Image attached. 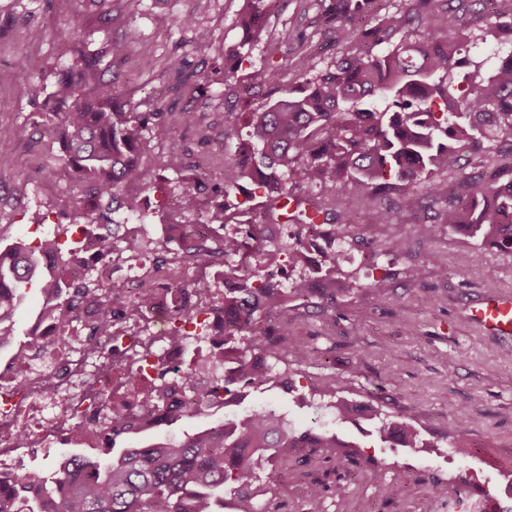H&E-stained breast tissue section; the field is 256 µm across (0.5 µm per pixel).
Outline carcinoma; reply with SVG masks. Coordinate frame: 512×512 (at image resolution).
<instances>
[{
	"mask_svg": "<svg viewBox=\"0 0 512 512\" xmlns=\"http://www.w3.org/2000/svg\"><path fill=\"white\" fill-rule=\"evenodd\" d=\"M236 25L244 32L234 63L224 65L214 92L239 102L257 87L269 86L268 99L250 113L247 139L224 158V180L207 177L215 154L197 155L196 175H184L181 155L147 153L145 139L164 143L170 130L193 125L200 145L211 142L209 127L196 113L177 108L199 96L209 79L187 70L178 58L169 60L174 75L171 97L158 98L152 110L119 87L103 90L112 50L103 46L86 52L76 48L66 71L45 102L58 119L54 140L60 144L61 167L73 194V225L93 224L97 215L114 214L112 235H119L127 209L138 196L128 189L152 187L159 172L178 183L175 209L186 220L166 223L157 258L173 252L188 232L223 245L224 279L216 291L204 284L213 267L208 251L196 248L191 275L174 291V316L185 314V302L199 297L196 307L224 315V368L210 383L211 398L190 411H172L169 396L178 391L195 395L191 364L180 370L163 367L157 375L129 371L120 381L152 406L139 426L112 417V441L145 433L161 424L211 406L244 400L251 389L294 386L288 373V323L275 317L294 295L320 311L339 304L338 246L350 237L344 211L325 209L300 193L315 187L324 197L386 196L414 184L425 185L430 198L445 205L440 223L451 233H468L500 251L512 253V162L500 166L488 180L483 173L464 177L469 194L448 197V182L438 178L457 166L459 146L481 166L498 154L497 145L512 147V54L489 71L465 54L474 31L481 40L512 45V13L494 8L496 0H403L391 8L388 0H316L311 32L297 37L291 66L274 62L280 40L265 27V4L250 0ZM320 31H333L345 41L321 66L305 44ZM263 46L266 65L241 83L243 64L251 50ZM234 224L231 237L220 234ZM278 224L320 226L319 256L306 261L307 238L278 236ZM68 230L54 229L36 244L16 242L0 252V326L21 305L22 289L35 286L44 305L62 321L75 319L82 292H72L68 280L75 252L58 242ZM285 255L300 267L288 285L266 269L267 252ZM114 313L103 302L96 336L109 335ZM379 440L391 448H417L422 439L406 421L385 422ZM334 435L291 426L265 407L243 416L224 417L179 439H150L97 456L71 453L53 471L21 477L0 486V512H224V492L234 495V512H280L278 488L284 483L311 481L335 497L346 494L351 481L369 458L348 450Z\"/></svg>",
	"mask_w": 512,
	"mask_h": 512,
	"instance_id": "obj_1",
	"label": "carcinoma"
}]
</instances>
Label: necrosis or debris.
<instances>
[{
	"mask_svg": "<svg viewBox=\"0 0 512 512\" xmlns=\"http://www.w3.org/2000/svg\"><path fill=\"white\" fill-rule=\"evenodd\" d=\"M148 209L127 215L124 226L137 231L139 250L130 256L115 254L109 233L77 226L80 256L71 266L72 279L84 277L87 269H99L113 286L111 304L116 308H141L145 319L129 318L112 326L105 342L90 332L99 318V294L81 297L78 325L62 328L56 315L42 317L34 328L32 355L0 362V484H10L26 473L25 459L31 449H52L59 444L82 447L92 431L93 420L111 417L120 410L129 425L143 421L147 412L141 399L125 388L103 395L104 378L139 369L154 374L157 367H174L186 354L209 365L220 362L223 337L208 327L207 314H198L182 326L180 344L169 334L145 336L142 322L170 316L172 289L184 279L186 260L176 257L157 261L147 245Z\"/></svg>",
	"mask_w": 512,
	"mask_h": 512,
	"instance_id": "necrosis-or-debris-1",
	"label": "necrosis or debris"
}]
</instances>
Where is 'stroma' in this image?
<instances>
[{
    "mask_svg": "<svg viewBox=\"0 0 512 512\" xmlns=\"http://www.w3.org/2000/svg\"><path fill=\"white\" fill-rule=\"evenodd\" d=\"M244 0H116L111 19L88 0H0V155L15 165L0 169V248L16 239L32 243L49 223L67 225L73 189L56 178L60 145L49 135L20 142L10 130L44 114L56 73L72 46L95 50L112 44L119 84L135 99L151 100L168 84L166 64L179 57L189 68L212 72L223 64L225 48L243 36L235 18ZM269 16L270 29L287 32L283 54H292L295 38L309 18L298 0H279ZM192 17L194 28L179 27ZM169 25H161V18ZM212 32L215 49L201 51L195 27ZM154 66H141L143 55ZM35 75L32 84L17 81L19 69ZM25 190H18V183ZM400 208V221L375 223L386 203ZM337 209L350 213L352 238L344 244L341 274L348 288L336 311L299 308L288 313L293 342L288 368L296 386L253 392L244 407L269 406L298 428L324 424L328 433L356 444L376 467L363 471L345 498L311 484L285 488L290 512H420L432 499L433 512H448V501L432 498L435 483L468 475L486 495L489 512L497 508L500 484L512 480V338L488 336L466 315L468 303L482 294L512 290V255L497 252L465 234L439 224L432 236H417L420 217L438 216L422 188L409 187L390 199L337 194ZM437 262H429L430 254ZM375 255L386 273L388 299L375 301L365 287L364 256ZM422 279H413L415 267ZM362 361L359 372L351 365ZM336 379V395L364 402L386 414L406 418L421 433L425 447L411 450L381 443L371 422L337 421L326 398L311 388L325 376ZM404 480L394 499L379 485L395 473Z\"/></svg>",
    "mask_w": 512,
    "mask_h": 512,
    "instance_id": "35a3bbf8",
    "label": "stroma"
}]
</instances>
